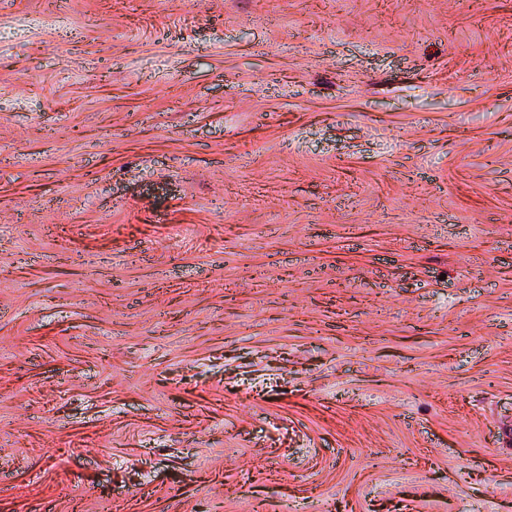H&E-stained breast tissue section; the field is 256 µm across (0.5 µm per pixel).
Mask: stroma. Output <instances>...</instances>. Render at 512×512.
Here are the masks:
<instances>
[{"label":"stroma","mask_w":512,"mask_h":512,"mask_svg":"<svg viewBox=\"0 0 512 512\" xmlns=\"http://www.w3.org/2000/svg\"><path fill=\"white\" fill-rule=\"evenodd\" d=\"M0 512H512V0H0Z\"/></svg>","instance_id":"stroma-1"}]
</instances>
